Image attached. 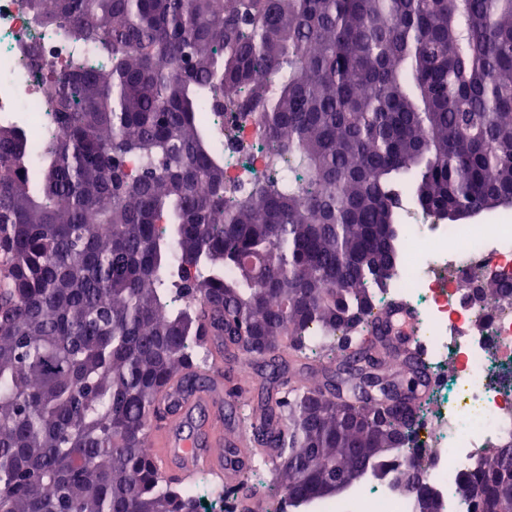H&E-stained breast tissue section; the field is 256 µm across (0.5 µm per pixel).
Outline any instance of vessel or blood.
<instances>
[{"label": "vessel or blood", "mask_w": 512, "mask_h": 512, "mask_svg": "<svg viewBox=\"0 0 512 512\" xmlns=\"http://www.w3.org/2000/svg\"><path fill=\"white\" fill-rule=\"evenodd\" d=\"M396 338V353H408L421 344L420 328L414 311L395 306L376 314L368 340L380 343ZM167 413L150 432L152 455L162 473L170 479L189 477L198 471L236 476L248 468L252 458L246 448L248 432L227 437L220 403L209 395L190 391L184 384L172 383L162 396Z\"/></svg>", "instance_id": "vessel-or-blood-1"}]
</instances>
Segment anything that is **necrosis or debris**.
<instances>
[{"instance_id": "necrosis-or-debris-1", "label": "necrosis or debris", "mask_w": 512, "mask_h": 512, "mask_svg": "<svg viewBox=\"0 0 512 512\" xmlns=\"http://www.w3.org/2000/svg\"><path fill=\"white\" fill-rule=\"evenodd\" d=\"M34 46L59 74L83 52L80 42L37 24L25 0H0V122L23 124L38 154L57 131L52 105L58 87L34 65ZM235 127L237 140L224 144V168L233 174L230 187L244 190L262 171L267 148L253 115L237 119ZM399 212L398 268L381 294L402 295L414 309L434 366L455 365L451 386L435 388L414 437L428 456L418 482L439 500L441 512H471L470 501L455 494L456 483L489 449L512 441V386L496 381L501 368L512 366V225L438 224L415 214L404 198ZM484 267L500 274L503 298L495 309L475 306L466 288L471 271ZM408 469L407 453L393 455L380 482L316 512H415L414 495L394 485Z\"/></svg>"}]
</instances>
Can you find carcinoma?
<instances>
[{"mask_svg": "<svg viewBox=\"0 0 512 512\" xmlns=\"http://www.w3.org/2000/svg\"><path fill=\"white\" fill-rule=\"evenodd\" d=\"M28 4L112 77L50 74L58 132L37 165L0 124V512H199L211 474L172 481L148 447L156 400L196 378L211 337L319 363L313 327L371 323L398 193L450 225L512 205V0ZM205 102L258 113L272 163L247 193L224 195ZM257 408L258 452L284 460L299 508L381 476L423 415L371 424L318 382ZM511 488L512 445L457 492L504 512Z\"/></svg>", "mask_w": 512, "mask_h": 512, "instance_id": "carcinoma-1", "label": "carcinoma"}]
</instances>
